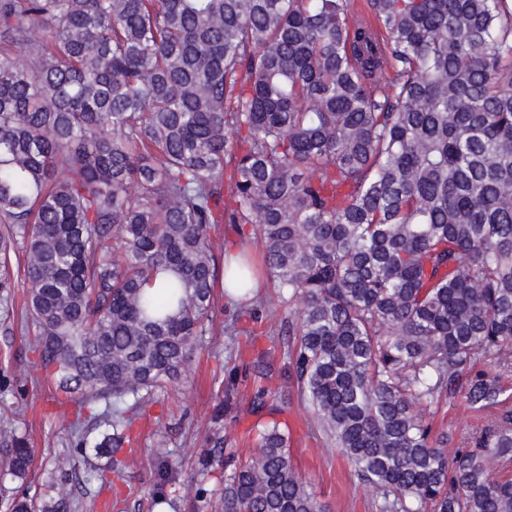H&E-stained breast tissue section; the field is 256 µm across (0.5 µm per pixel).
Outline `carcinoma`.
I'll list each match as a JSON object with an SVG mask.
<instances>
[{"mask_svg":"<svg viewBox=\"0 0 512 512\" xmlns=\"http://www.w3.org/2000/svg\"><path fill=\"white\" fill-rule=\"evenodd\" d=\"M0 0V317L111 458L209 332L219 225L288 305L281 376L379 512H512V0ZM47 37L37 41L32 30ZM211 421L239 418L240 345ZM252 361L247 413L274 411ZM487 415L448 456L429 412ZM98 431L90 441L89 429ZM224 454L215 512H323L276 421ZM35 467L28 439L0 480ZM5 512H73L3 496Z\"/></svg>","mask_w":512,"mask_h":512,"instance_id":"carcinoma-1","label":"carcinoma"}]
</instances>
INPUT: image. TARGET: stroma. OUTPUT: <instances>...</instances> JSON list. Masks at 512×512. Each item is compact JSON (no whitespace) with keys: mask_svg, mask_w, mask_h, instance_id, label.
Wrapping results in <instances>:
<instances>
[{"mask_svg":"<svg viewBox=\"0 0 512 512\" xmlns=\"http://www.w3.org/2000/svg\"><path fill=\"white\" fill-rule=\"evenodd\" d=\"M259 294L267 298L264 321L255 340L256 351L269 352L283 363L287 349L279 330L288 315L276 302L271 282ZM229 313H218L211 332L195 351L189 373L176 390L155 392L147 419L137 421V454L117 491L103 489L89 476L82 455L70 448L64 427L69 419L55 400V389L40 370L36 353L18 322L0 319V381L9 390L0 394V443L17 433L27 436L37 453L33 474L22 491L30 497L52 498L60 486L73 487L81 505L77 512H211L198 496L206 489L217 496L224 486L223 463L199 473L197 459L212 423L211 414L224 377L225 327ZM275 420L289 430L293 464L328 512H377L372 493L357 480L353 469L335 449L326 447L310 408L299 400L278 406ZM173 454L182 470L162 488V498L151 495L160 452Z\"/></svg>","mask_w":512,"mask_h":512,"instance_id":"stroma-1","label":"stroma"}]
</instances>
